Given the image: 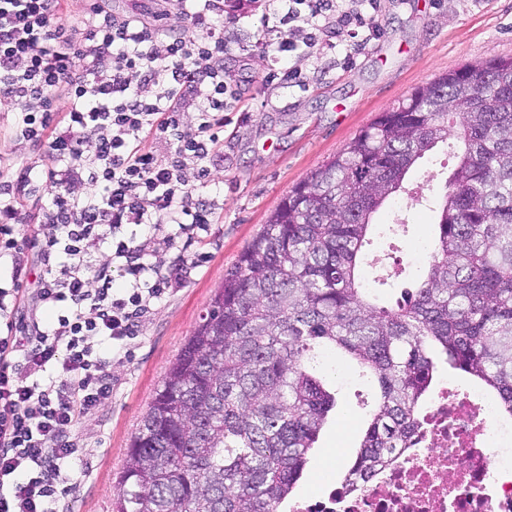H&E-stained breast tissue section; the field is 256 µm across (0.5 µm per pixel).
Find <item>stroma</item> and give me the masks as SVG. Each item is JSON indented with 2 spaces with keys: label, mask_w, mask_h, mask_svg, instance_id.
Returning a JSON list of instances; mask_svg holds the SVG:
<instances>
[{
  "label": "stroma",
  "mask_w": 512,
  "mask_h": 512,
  "mask_svg": "<svg viewBox=\"0 0 512 512\" xmlns=\"http://www.w3.org/2000/svg\"><path fill=\"white\" fill-rule=\"evenodd\" d=\"M119 15L163 12L165 28L186 26L177 0H106ZM278 0H239L232 15H217L224 27V69L236 89L224 112V163L200 184L186 178L193 194L213 199L211 224L191 240L169 242L164 225L152 242L150 259L168 269L178 256L197 261L187 279L153 304L137 336L112 361V398L99 413L83 419L78 436L84 462L75 471L76 489L66 512H112L122 487L126 452L140 421L183 344L197 327L224 275L264 227L267 217L292 188L340 152L380 112L415 88L468 64L512 57V0H380L374 16L378 36L356 52L364 30L336 32V49L299 46L277 53L286 30ZM299 74L298 86L282 75ZM19 115L0 110V173L23 165L42 166L46 149L23 140ZM442 152L421 160L406 191L395 194L375 215L378 224L406 214L408 239H429L434 215L415 195L440 194ZM329 387L336 399L330 420L299 483V493H317L323 478L342 479L355 459L377 387L351 366L332 364Z\"/></svg>",
  "instance_id": "1"
}]
</instances>
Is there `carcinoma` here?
Listing matches in <instances>:
<instances>
[{"instance_id":"obj_1","label":"carcinoma","mask_w":512,"mask_h":512,"mask_svg":"<svg viewBox=\"0 0 512 512\" xmlns=\"http://www.w3.org/2000/svg\"><path fill=\"white\" fill-rule=\"evenodd\" d=\"M466 70L380 113L270 214L142 417L116 512H279L335 406L328 354L379 386L345 484L408 447L443 362L512 418V58L482 64V98ZM440 145L424 279L380 304L374 214Z\"/></svg>"}]
</instances>
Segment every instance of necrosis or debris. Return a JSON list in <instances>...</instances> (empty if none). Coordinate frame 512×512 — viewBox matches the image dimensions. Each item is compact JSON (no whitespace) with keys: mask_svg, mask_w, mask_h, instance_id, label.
Listing matches in <instances>:
<instances>
[{"mask_svg":"<svg viewBox=\"0 0 512 512\" xmlns=\"http://www.w3.org/2000/svg\"><path fill=\"white\" fill-rule=\"evenodd\" d=\"M512 424L475 389L441 387L409 447L350 486L289 502V512H512V468L492 463Z\"/></svg>","mask_w":512,"mask_h":512,"instance_id":"necrosis-or-debris-1","label":"necrosis or debris"}]
</instances>
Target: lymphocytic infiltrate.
<instances>
[{"label": "lymphocytic infiltrate", "instance_id": "1", "mask_svg": "<svg viewBox=\"0 0 512 512\" xmlns=\"http://www.w3.org/2000/svg\"><path fill=\"white\" fill-rule=\"evenodd\" d=\"M60 3L0 0V104L20 112L22 137L46 145L48 157L0 183V255L12 262L0 287V512H64L59 488L82 456L77 428L112 397L113 343L135 335L151 302L188 271H161L149 242L160 225L189 236L212 221V202L194 198L184 169L191 162L211 176L231 91L215 22L221 0H181L187 34L115 15L101 0L75 25ZM366 3L351 13L338 0H284L281 22L314 25L311 48L334 26L371 28L379 0ZM149 84L158 87L151 99ZM190 111L198 124L186 136ZM146 134L170 155L142 147ZM40 184L50 187L51 228L40 259L59 274L30 292L27 244L14 228ZM103 247L107 261L94 262Z\"/></svg>", "mask_w": 512, "mask_h": 512}]
</instances>
